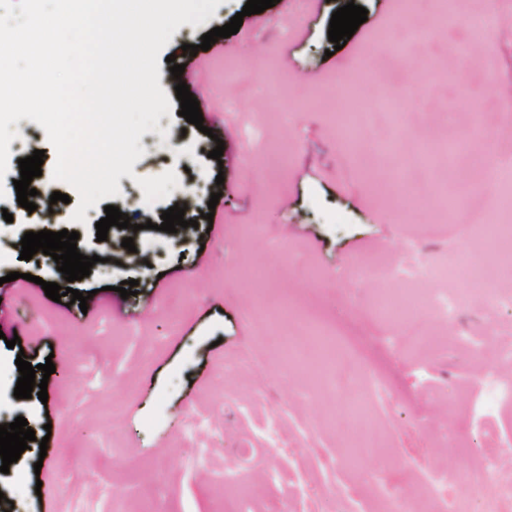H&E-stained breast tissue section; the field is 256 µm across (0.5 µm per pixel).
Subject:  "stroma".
Returning a JSON list of instances; mask_svg holds the SVG:
<instances>
[{
  "instance_id": "stroma-1",
  "label": "stroma",
  "mask_w": 512,
  "mask_h": 512,
  "mask_svg": "<svg viewBox=\"0 0 512 512\" xmlns=\"http://www.w3.org/2000/svg\"><path fill=\"white\" fill-rule=\"evenodd\" d=\"M350 1L367 9V19L338 50L329 23ZM484 2L425 0L409 18L425 39L393 53L386 46L397 0H277L244 17L199 70L204 95H229L215 106L223 141L180 116L168 85L170 114L161 130L140 138L144 145L166 139V153H145L132 175L119 178V195L87 209L86 223L72 221L71 203L23 214L12 176L0 181V210L13 216L0 218V302L17 321L0 333V425L21 416L36 436L0 473V512H219L233 503L241 512H322L340 488L382 512L380 489L359 469L317 470L315 452L343 453L355 423L331 389L286 364L281 339L296 334L301 312L334 333L346 372L368 370L387 384L374 419L380 452L369 467L407 508L419 502L416 476L426 466L467 463L486 480L487 459L512 457V407L497 418L504 432L496 445L483 443L463 416L487 369L512 375L496 354L499 338L512 336V308L469 298L449 323L421 316L390 327L373 316L383 288L373 261L412 246L425 264L441 265L457 240L437 198L474 176L472 154L512 157V125L502 119L512 113V0H494L493 22L473 41L465 19ZM245 3L223 0L204 23L181 25L166 56L183 62L184 42L200 43ZM459 44L470 49L464 67L448 54ZM348 82L369 106L352 146L331 111ZM285 108L294 114L288 126L279 119ZM476 111L483 130L473 143ZM17 126L11 153L43 151L46 190L73 195L51 176L56 152L45 130L26 118ZM219 145L217 170L208 153ZM170 169L179 189L146 205L136 177ZM220 175L224 222L213 227L206 215ZM108 205L143 210L151 220L137 251L123 247L126 233L115 226L97 241L95 224ZM176 205L190 227L160 231L163 211ZM41 230L78 232L80 253L113 257L73 282L88 294L86 307L46 296L42 282L63 280L51 256L20 259L14 240ZM11 272L16 280H8ZM131 279L136 294L121 297L118 286ZM287 302L296 308L288 316ZM491 323L496 332H488ZM422 329L435 344L408 349ZM464 334L483 337L481 358L460 345ZM13 337L20 349L7 347ZM246 349L254 365L229 373ZM20 356L34 366L53 362L47 401L15 398ZM275 412L289 437L284 445L262 431ZM447 414L455 430L448 438L431 426Z\"/></svg>"
}]
</instances>
